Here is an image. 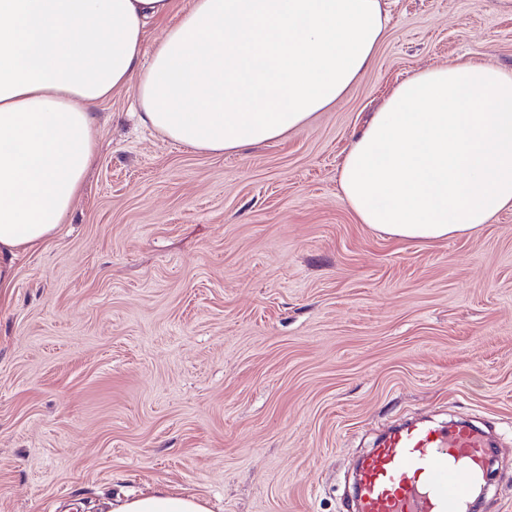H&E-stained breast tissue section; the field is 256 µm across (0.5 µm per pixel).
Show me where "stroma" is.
I'll return each instance as SVG.
<instances>
[{"mask_svg": "<svg viewBox=\"0 0 512 512\" xmlns=\"http://www.w3.org/2000/svg\"><path fill=\"white\" fill-rule=\"evenodd\" d=\"M365 74L300 131L203 153L95 108L98 152L0 307V512H98L154 485L212 512H350L359 462L410 418L474 421L512 512V209L469 237L358 222L338 171L413 74L512 67V0H387Z\"/></svg>", "mask_w": 512, "mask_h": 512, "instance_id": "obj_1", "label": "stroma"}]
</instances>
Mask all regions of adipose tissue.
<instances>
[{
  "mask_svg": "<svg viewBox=\"0 0 512 512\" xmlns=\"http://www.w3.org/2000/svg\"><path fill=\"white\" fill-rule=\"evenodd\" d=\"M0 0V303L16 259L55 236L95 159V104L135 85L142 122L204 153L307 127L370 65L382 0ZM360 223L401 240L477 233L512 209V69L479 61L398 84L339 169ZM107 512H211L159 487ZM192 0H176L175 10L172 16L164 21L153 23L144 35V51L146 55H150L154 45L163 37L165 30L175 24L179 17L191 7Z\"/></svg>",
  "mask_w": 512,
  "mask_h": 512,
  "instance_id": "adipose-tissue-1",
  "label": "adipose tissue"
}]
</instances>
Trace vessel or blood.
Instances as JSON below:
<instances>
[{
    "label": "vessel or blood",
    "mask_w": 512,
    "mask_h": 512,
    "mask_svg": "<svg viewBox=\"0 0 512 512\" xmlns=\"http://www.w3.org/2000/svg\"><path fill=\"white\" fill-rule=\"evenodd\" d=\"M488 448L485 434L465 423L397 428L368 458L355 512H473Z\"/></svg>",
    "instance_id": "b4317fda"
}]
</instances>
